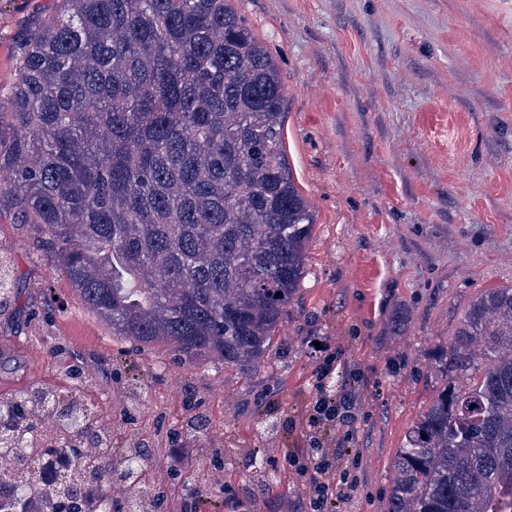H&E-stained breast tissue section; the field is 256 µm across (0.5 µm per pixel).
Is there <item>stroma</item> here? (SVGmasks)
Returning a JSON list of instances; mask_svg holds the SVG:
<instances>
[{"label": "stroma", "instance_id": "35a3bbf8", "mask_svg": "<svg viewBox=\"0 0 512 512\" xmlns=\"http://www.w3.org/2000/svg\"><path fill=\"white\" fill-rule=\"evenodd\" d=\"M61 0H0V136L12 133L18 48ZM284 87V147L316 224L273 350L242 373L164 343L137 346L82 304L0 179V246L16 299L0 316V398L82 373L116 446L145 443L167 512H306L288 455L341 448L357 485L339 512H386L405 436L455 380L445 361L470 304L512 286V0H229ZM355 419L309 424L337 375ZM207 415L199 441L180 434ZM186 449L181 464L170 451Z\"/></svg>", "mask_w": 512, "mask_h": 512}]
</instances>
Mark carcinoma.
<instances>
[{
  "label": "carcinoma",
  "mask_w": 512,
  "mask_h": 512,
  "mask_svg": "<svg viewBox=\"0 0 512 512\" xmlns=\"http://www.w3.org/2000/svg\"><path fill=\"white\" fill-rule=\"evenodd\" d=\"M17 57L13 132L0 172L81 301L134 344L166 343L242 372L270 355L300 290L314 224L283 145V87L267 49L228 0H62ZM282 296H277V293ZM13 300L0 253V315ZM412 425L395 461L388 512H512V287L471 303L448 347L468 372ZM54 398L68 437L15 418ZM112 447L77 393L34 386L0 403V445ZM72 488L141 484V450L122 461L75 453ZM42 470L0 472L27 498Z\"/></svg>",
  "instance_id": "carcinoma-1"
}]
</instances>
